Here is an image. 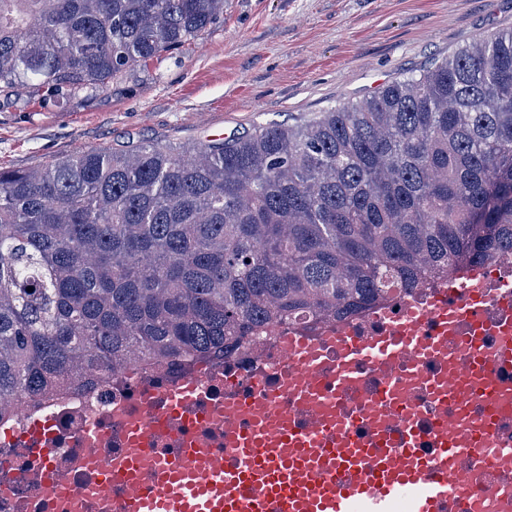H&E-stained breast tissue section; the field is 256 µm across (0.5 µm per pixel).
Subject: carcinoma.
I'll return each instance as SVG.
<instances>
[{
  "instance_id": "1",
  "label": "carcinoma",
  "mask_w": 512,
  "mask_h": 512,
  "mask_svg": "<svg viewBox=\"0 0 512 512\" xmlns=\"http://www.w3.org/2000/svg\"><path fill=\"white\" fill-rule=\"evenodd\" d=\"M222 16L224 0H0V97L107 88ZM506 254L509 29L294 125L0 167V413L132 354L226 355Z\"/></svg>"
}]
</instances>
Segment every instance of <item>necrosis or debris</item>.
<instances>
[{
    "instance_id": "4bbe7bcc",
    "label": "necrosis or debris",
    "mask_w": 512,
    "mask_h": 512,
    "mask_svg": "<svg viewBox=\"0 0 512 512\" xmlns=\"http://www.w3.org/2000/svg\"><path fill=\"white\" fill-rule=\"evenodd\" d=\"M508 299L512 258L491 259L476 278L454 270L442 284L393 289L385 300L350 316L269 326L263 341L242 343L226 357L148 363L134 355L119 372L103 373L91 386L63 389L39 400L18 397L0 424V512H112L94 461L83 456L87 448L104 449L110 461H122L135 451L147 462L160 463L189 444L224 454V433L230 429L247 433L258 422L273 425L284 416L305 424L307 413L294 390L293 336L319 342V398L335 408L338 424L349 425L359 437L377 418L395 436L411 425L422 437L423 452H430L434 422L444 419L451 429L467 431L486 408L477 396L441 399L443 366L460 365L472 352H481L505 385L503 406L512 407V367L497 362L502 338L512 330V314L504 305ZM448 310L460 314L453 331L444 318ZM404 324L426 345L439 343L451 331L456 340L437 357L410 351L387 368L361 361L354 367L359 390L341 392L331 337L378 336ZM191 382L199 396L189 409L203 414L204 424L171 421L162 433L135 441L148 419L166 409L170 395ZM56 476L69 481L70 490L53 484ZM454 478L463 484L455 512H512V479L495 480L489 456L480 457L476 476L458 472Z\"/></svg>"
}]
</instances>
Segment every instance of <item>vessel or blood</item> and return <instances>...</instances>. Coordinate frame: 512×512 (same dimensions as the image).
I'll list each match as a JSON object with an SVG mask.
<instances>
[{
    "instance_id": "1",
    "label": "vessel or blood",
    "mask_w": 512,
    "mask_h": 512,
    "mask_svg": "<svg viewBox=\"0 0 512 512\" xmlns=\"http://www.w3.org/2000/svg\"><path fill=\"white\" fill-rule=\"evenodd\" d=\"M409 342L406 336H380L345 344L337 387L355 382L356 361L390 363ZM304 372L297 393L304 405L317 410L310 426L284 421L273 437L263 429L250 436L227 434L226 443L237 458L231 467L221 458L185 448V463H165L155 470L157 490L149 496L134 491L142 476L137 460L101 468L102 485L128 489L118 512H389V503L400 499L409 501L410 512H439L458 493L448 472L479 455L476 436L438 432L428 457L421 456L418 438L410 431L403 432L395 450L386 448L387 436L381 431L370 444L350 438L322 441L334 418L316 407L313 367ZM464 373L479 380L485 394L499 388L498 376L480 353H473Z\"/></svg>"
}]
</instances>
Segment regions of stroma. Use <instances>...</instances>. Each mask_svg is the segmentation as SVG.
<instances>
[{
	"label": "stroma",
	"instance_id": "35a3bbf8",
	"mask_svg": "<svg viewBox=\"0 0 512 512\" xmlns=\"http://www.w3.org/2000/svg\"><path fill=\"white\" fill-rule=\"evenodd\" d=\"M512 29V0H224L198 39L111 86L0 106V165L40 167L81 146L205 144L362 100Z\"/></svg>",
	"mask_w": 512,
	"mask_h": 512
}]
</instances>
